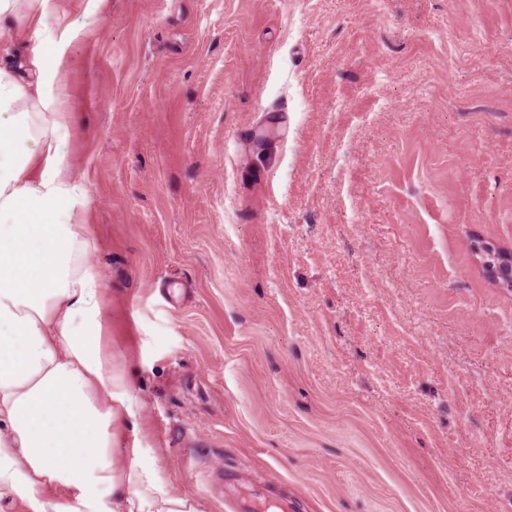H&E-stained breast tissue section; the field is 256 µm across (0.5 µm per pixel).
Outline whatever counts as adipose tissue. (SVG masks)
Listing matches in <instances>:
<instances>
[{
	"label": "adipose tissue",
	"mask_w": 512,
	"mask_h": 512,
	"mask_svg": "<svg viewBox=\"0 0 512 512\" xmlns=\"http://www.w3.org/2000/svg\"><path fill=\"white\" fill-rule=\"evenodd\" d=\"M39 50L0 55V502L23 512H204L121 442L137 381L104 340L90 191Z\"/></svg>",
	"instance_id": "obj_1"
}]
</instances>
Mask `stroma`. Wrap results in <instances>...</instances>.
I'll list each match as a JSON object with an SVG mask.
<instances>
[{
	"instance_id": "stroma-1",
	"label": "stroma",
	"mask_w": 512,
	"mask_h": 512,
	"mask_svg": "<svg viewBox=\"0 0 512 512\" xmlns=\"http://www.w3.org/2000/svg\"><path fill=\"white\" fill-rule=\"evenodd\" d=\"M90 17L77 38L70 25ZM137 438L225 512H512V0H54ZM474 252L485 274L501 288H512V251L491 243L478 241ZM224 504L228 512H291L293 506L287 499H277L261 486H255L242 473L224 472Z\"/></svg>"
}]
</instances>
